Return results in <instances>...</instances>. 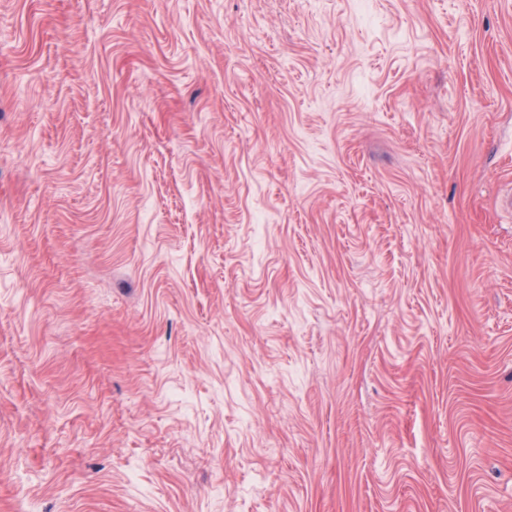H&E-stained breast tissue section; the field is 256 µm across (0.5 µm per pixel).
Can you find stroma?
Returning <instances> with one entry per match:
<instances>
[{
  "label": "stroma",
  "mask_w": 512,
  "mask_h": 512,
  "mask_svg": "<svg viewBox=\"0 0 512 512\" xmlns=\"http://www.w3.org/2000/svg\"><path fill=\"white\" fill-rule=\"evenodd\" d=\"M512 0H0V512H512Z\"/></svg>",
  "instance_id": "1"
}]
</instances>
